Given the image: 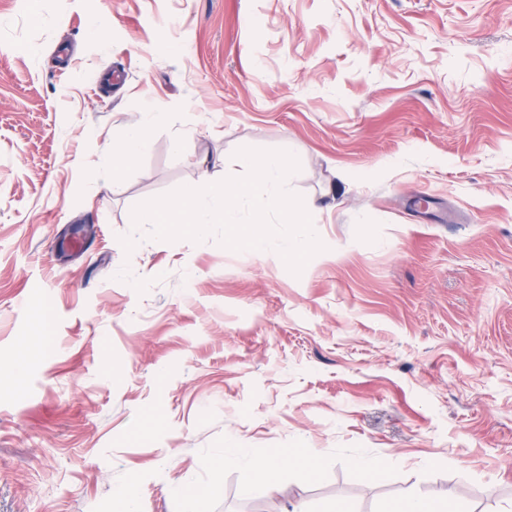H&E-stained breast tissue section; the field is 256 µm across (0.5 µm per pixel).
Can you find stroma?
Masks as SVG:
<instances>
[{
  "mask_svg": "<svg viewBox=\"0 0 512 512\" xmlns=\"http://www.w3.org/2000/svg\"><path fill=\"white\" fill-rule=\"evenodd\" d=\"M242 147L300 163L301 275L132 227ZM231 443L281 450L277 491ZM129 483L137 512H512V0H0V512ZM163 118V113H143L141 119L129 124L116 138L112 150L102 156V165L112 174L113 180L119 179L121 174L148 150L150 131L162 122Z\"/></svg>",
  "mask_w": 512,
  "mask_h": 512,
  "instance_id": "1",
  "label": "stroma"
}]
</instances>
